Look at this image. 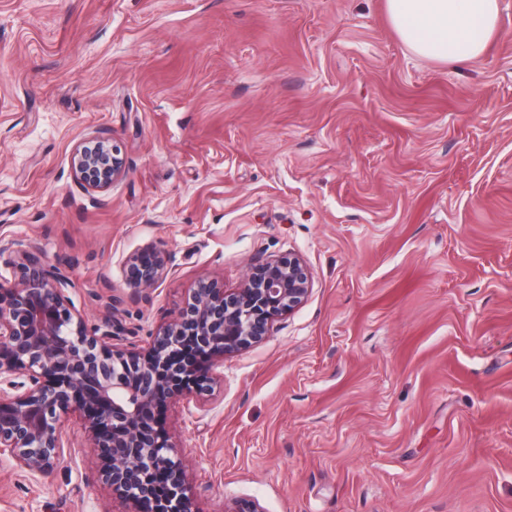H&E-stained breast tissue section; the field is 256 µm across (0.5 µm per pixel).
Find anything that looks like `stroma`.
Masks as SVG:
<instances>
[{"label": "stroma", "instance_id": "obj_1", "mask_svg": "<svg viewBox=\"0 0 512 512\" xmlns=\"http://www.w3.org/2000/svg\"><path fill=\"white\" fill-rule=\"evenodd\" d=\"M460 64L385 0H0V244L141 349L198 280L292 254L312 292L158 409L197 512H512V0ZM111 137L105 191L71 157ZM169 263L139 294L130 259ZM0 512H123L80 422ZM72 166L86 188L102 191L123 175L125 161L109 137L94 135L75 148Z\"/></svg>", "mask_w": 512, "mask_h": 512}]
</instances>
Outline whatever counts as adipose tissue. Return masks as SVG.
Returning <instances> with one entry per match:
<instances>
[{
    "mask_svg": "<svg viewBox=\"0 0 512 512\" xmlns=\"http://www.w3.org/2000/svg\"><path fill=\"white\" fill-rule=\"evenodd\" d=\"M388 19L415 54L439 62L479 57L496 33L499 0H386Z\"/></svg>",
    "mask_w": 512,
    "mask_h": 512,
    "instance_id": "ef3b65f1",
    "label": "adipose tissue"
}]
</instances>
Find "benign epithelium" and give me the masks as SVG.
Returning a JSON list of instances; mask_svg holds the SVG:
<instances>
[{
    "instance_id": "1",
    "label": "benign epithelium",
    "mask_w": 512,
    "mask_h": 512,
    "mask_svg": "<svg viewBox=\"0 0 512 512\" xmlns=\"http://www.w3.org/2000/svg\"><path fill=\"white\" fill-rule=\"evenodd\" d=\"M72 166L86 188L102 191L123 175L125 161L110 138L94 135L75 148ZM7 251L12 277L0 273V454L28 473L51 474L63 455V419L75 413L99 449L102 479L128 512L147 507L154 475L176 497L151 512H195L174 445L156 429L157 406L211 392L213 367L262 342L278 317L300 308L312 291L306 265L291 254L258 263L235 289L200 279L178 317L138 351L88 325L64 294L67 281L31 250L0 246V256ZM167 263V253L152 248L132 257L127 277L146 292ZM189 339L209 363L176 361Z\"/></svg>"
}]
</instances>
